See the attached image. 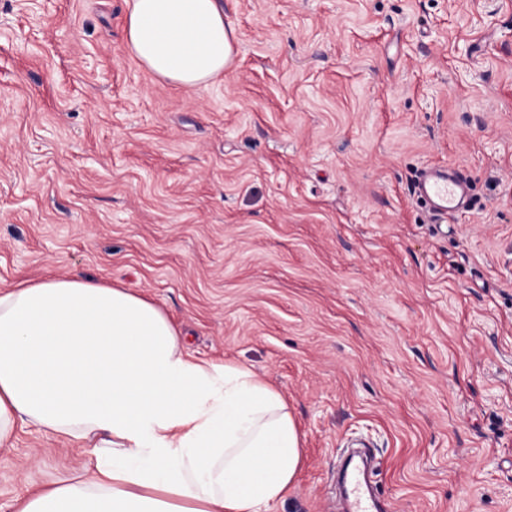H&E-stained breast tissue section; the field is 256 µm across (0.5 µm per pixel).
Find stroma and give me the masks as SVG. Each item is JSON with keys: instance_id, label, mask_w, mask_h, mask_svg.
<instances>
[{"instance_id": "stroma-1", "label": "stroma", "mask_w": 512, "mask_h": 512, "mask_svg": "<svg viewBox=\"0 0 512 512\" xmlns=\"http://www.w3.org/2000/svg\"><path fill=\"white\" fill-rule=\"evenodd\" d=\"M239 63L187 90L130 0H0V292L106 275L279 389L327 512L371 446L391 512H512V0H223ZM471 208L431 223L421 168ZM88 455L28 429L0 512ZM467 175L456 167L431 166L417 178L414 192L428 208L437 224L467 206L470 195Z\"/></svg>"}]
</instances>
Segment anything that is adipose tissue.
Instances as JSON below:
<instances>
[{
    "label": "adipose tissue",
    "mask_w": 512,
    "mask_h": 512,
    "mask_svg": "<svg viewBox=\"0 0 512 512\" xmlns=\"http://www.w3.org/2000/svg\"><path fill=\"white\" fill-rule=\"evenodd\" d=\"M221 0H131L125 39L158 79L224 71ZM32 426L94 458L13 512H270L301 466L283 394L237 363L194 361L157 305L106 279L50 276L0 294V447Z\"/></svg>",
    "instance_id": "ef3b65f1"
}]
</instances>
